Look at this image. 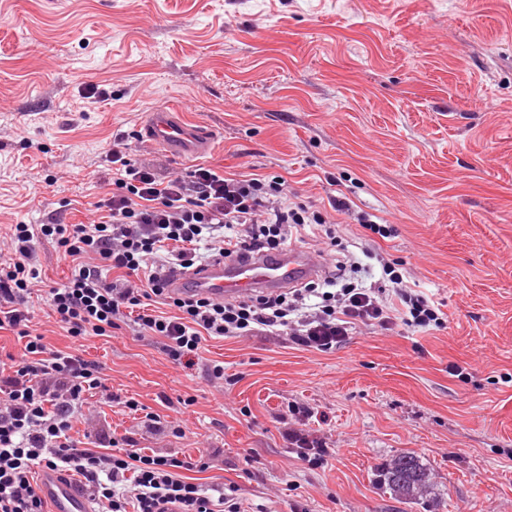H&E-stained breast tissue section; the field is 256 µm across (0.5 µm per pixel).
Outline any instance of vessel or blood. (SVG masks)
Returning a JSON list of instances; mask_svg holds the SVG:
<instances>
[{
	"instance_id": "obj_1",
	"label": "vessel or blood",
	"mask_w": 512,
	"mask_h": 512,
	"mask_svg": "<svg viewBox=\"0 0 512 512\" xmlns=\"http://www.w3.org/2000/svg\"><path fill=\"white\" fill-rule=\"evenodd\" d=\"M145 137L153 145L184 160L199 158L212 145L209 131L188 124L167 108L147 114ZM320 271L311 253L289 250L269 258L255 257L228 265L220 260L212 262L199 273L179 280L178 287L184 294L224 300L254 290L276 292L316 277ZM39 488L41 495L52 502L54 512H90L84 488L59 471L43 469Z\"/></svg>"
}]
</instances>
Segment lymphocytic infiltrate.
I'll list each match as a JSON object with an SVG mask.
<instances>
[{
	"instance_id": "lymphocytic-infiltrate-1",
	"label": "lymphocytic infiltrate",
	"mask_w": 512,
	"mask_h": 512,
	"mask_svg": "<svg viewBox=\"0 0 512 512\" xmlns=\"http://www.w3.org/2000/svg\"><path fill=\"white\" fill-rule=\"evenodd\" d=\"M115 139L112 191L96 204V218L76 224L63 216L13 228L8 261L0 263V330L26 343L20 357L0 362V512H46L35 470L80 476L94 512H242L235 493L185 481L189 461L136 448L103 453L81 447L70 435L87 394L109 395L100 364L80 354L53 350L31 335L30 299L42 278L37 243L56 241L72 261L65 283L46 288L49 313L69 336H108L132 323L138 335L163 339L173 363L191 368L206 336L286 334L304 348L326 351L362 323L384 330L443 325L438 305L393 276L399 307L387 306L375 289L348 281L350 256L326 232L334 267L323 282L280 293H253L216 301L175 294L177 275L198 269L201 259L233 261L283 251L294 233L328 217L301 201L285 179L256 174L232 178L204 166L189 175L135 163ZM161 299L169 316L149 311Z\"/></svg>"
}]
</instances>
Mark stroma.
I'll list each match as a JSON object with an SVG mask.
<instances>
[{
  "label": "stroma",
  "instance_id": "1",
  "mask_svg": "<svg viewBox=\"0 0 512 512\" xmlns=\"http://www.w3.org/2000/svg\"><path fill=\"white\" fill-rule=\"evenodd\" d=\"M160 108L210 130V151L142 153ZM118 137L163 171L252 166L315 208L348 201L351 278L391 267L446 322L359 324L327 351L207 337L187 369L128 327L73 339L37 301L31 334L101 364L112 391L87 398L74 438L195 459L184 478L237 486L246 512H512V0H0V238L85 220ZM364 212L392 229L375 259ZM297 406L327 461L292 453ZM405 452L430 470L414 500L378 483Z\"/></svg>",
  "mask_w": 512,
  "mask_h": 512
}]
</instances>
